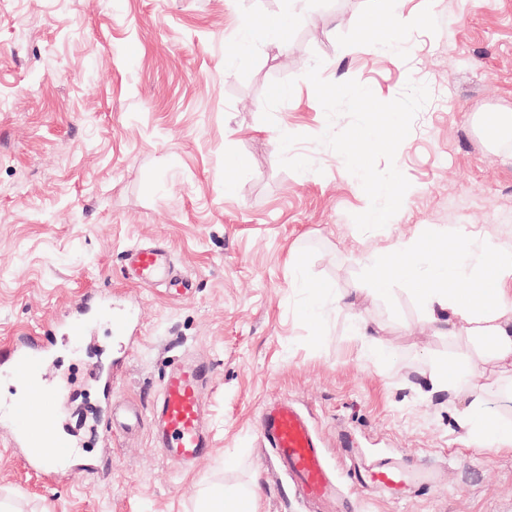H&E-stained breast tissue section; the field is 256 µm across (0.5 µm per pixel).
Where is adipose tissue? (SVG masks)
I'll return each instance as SVG.
<instances>
[{
  "mask_svg": "<svg viewBox=\"0 0 512 512\" xmlns=\"http://www.w3.org/2000/svg\"><path fill=\"white\" fill-rule=\"evenodd\" d=\"M370 274L382 292L399 281L422 280L416 294L433 329L451 338L467 337L475 346L478 362L445 363L426 372L432 391L478 386L489 364L512 373V249L470 238L450 241L425 226L397 246L395 259H376ZM459 416L473 437L495 451H512V424L482 400L471 401ZM198 512H259V499L251 490L216 485L200 494Z\"/></svg>",
  "mask_w": 512,
  "mask_h": 512,
  "instance_id": "ef3b65f1",
  "label": "adipose tissue"
}]
</instances>
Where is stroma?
Returning a JSON list of instances; mask_svg holds the SVG:
<instances>
[{"label": "stroma", "instance_id": "35a3bbf8", "mask_svg": "<svg viewBox=\"0 0 512 512\" xmlns=\"http://www.w3.org/2000/svg\"><path fill=\"white\" fill-rule=\"evenodd\" d=\"M289 11L288 49L249 28ZM317 58L325 80H357L382 101L410 82L430 91L397 150L410 188L384 228L356 227L369 199L314 141L349 123L327 121L304 77ZM276 87L287 95L275 105ZM487 110L512 113V0H0V348L89 288L125 299L137 323L124 340L91 317L88 343L59 342L50 369L72 382L61 427L85 460L110 447L109 470L51 484L0 435V498L16 512H196L200 491L224 484L257 488L259 512H512V451L486 449L457 420L477 397L512 419V376L426 393L429 364L476 353L431 329L409 284L382 294L370 278L423 225L512 246V136H483ZM282 127L303 135L288 154L312 170L281 167ZM158 242L188 294L126 279V250ZM305 281L328 291L314 323L301 317ZM358 320L387 358L365 356ZM186 357L212 370V447L192 470L148 428L109 443L90 431L111 409L149 407ZM112 362L123 373L107 400L95 373ZM280 399L319 433L338 502L303 499L267 448L259 413ZM346 441L434 481L399 498L362 489Z\"/></svg>", "mask_w": 512, "mask_h": 512}]
</instances>
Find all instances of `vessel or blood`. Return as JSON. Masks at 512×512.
I'll use <instances>...</instances> for the list:
<instances>
[{"mask_svg": "<svg viewBox=\"0 0 512 512\" xmlns=\"http://www.w3.org/2000/svg\"><path fill=\"white\" fill-rule=\"evenodd\" d=\"M124 272L143 286L164 284L172 292L185 291V282L175 271L170 250L159 243L128 249ZM103 312L112 317L114 336L133 334V314L113 305L112 295L105 289L86 293L62 327L69 338H78L83 335L88 318ZM53 356L54 342L45 336L15 337L10 349L0 356V366L28 387L25 396L0 408V425L9 427L12 447L23 449L28 464L50 479L54 478L58 466L70 463L77 455L72 437L56 425L63 398L45 378ZM210 379V369L205 363L179 364L165 373L148 410L132 407L121 419L103 418L101 431L108 436L117 429L149 426L164 457L191 465L210 448L204 403V391ZM260 430L304 498L319 501L335 495L323 446L309 420L294 404L280 401L266 405ZM354 478L359 485L394 495L428 482L424 472L389 458L355 470Z\"/></svg>", "mask_w": 512, "mask_h": 512, "instance_id": "b4317fda", "label": "vessel or blood"}]
</instances>
